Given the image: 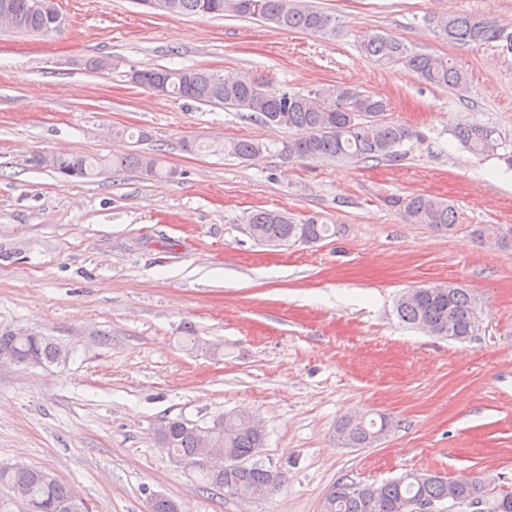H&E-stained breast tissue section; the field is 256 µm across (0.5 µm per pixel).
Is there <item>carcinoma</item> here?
I'll return each mask as SVG.
<instances>
[{"mask_svg":"<svg viewBox=\"0 0 512 512\" xmlns=\"http://www.w3.org/2000/svg\"><path fill=\"white\" fill-rule=\"evenodd\" d=\"M21 33L44 34L57 12L54 0H10ZM166 12L172 15L217 17L230 14L268 21L278 27L311 34L336 33L335 18L301 0H167ZM442 38L461 44L483 45L499 42L512 53V25L481 18L469 13H455L436 20ZM359 47L372 61L386 66L402 65L424 81L439 87L466 91L467 78L456 64L444 56L417 53L395 38L370 34ZM139 86L151 88L159 82L164 94L203 104L222 105L245 111L262 123L288 129L296 136L283 144L288 157L310 161H395L404 141L415 136L408 127L388 121L386 100L364 94L346 85H331L307 95L273 88L270 83L250 73L222 78L198 68H154L138 71ZM454 137L474 155H486L500 148L495 130L480 123H464L454 130ZM264 145L252 140H233L220 146L225 154L251 160L263 153ZM36 167H53L63 174L76 172L90 178L96 171L111 166L117 170L137 169L150 177L168 176L161 161L153 154L127 153L102 160L86 155H37L30 160ZM411 224H427L439 231H450L458 222L457 212L433 196L414 195L403 205ZM246 228L256 242L272 247H287L297 242L298 230L304 229L307 241L325 237L329 225L310 221L302 226L287 214L256 210L246 217ZM400 320L415 329H426L433 336H457L467 340L477 335L480 311L476 297L456 284L413 289L401 295L396 304ZM71 351L47 336H24L19 332H0V358L25 364H61ZM391 420L366 422L363 417H343L336 430L338 440L351 448H368L385 435ZM156 441L180 466H190L201 476L203 490L228 497H264L279 488L284 476L250 463L264 443V433L253 415L246 411L225 413L211 423L189 427L176 419L162 424ZM0 486L10 497L0 498V512H11L19 503L24 512H88L84 500L68 484L47 472L30 466L0 467ZM485 484L478 476L458 489L459 495L479 499ZM448 497V478L421 477L410 472L381 484L339 482L323 502L322 512H419L424 500Z\"/></svg>","mask_w":512,"mask_h":512,"instance_id":"obj_1","label":"carcinoma"}]
</instances>
